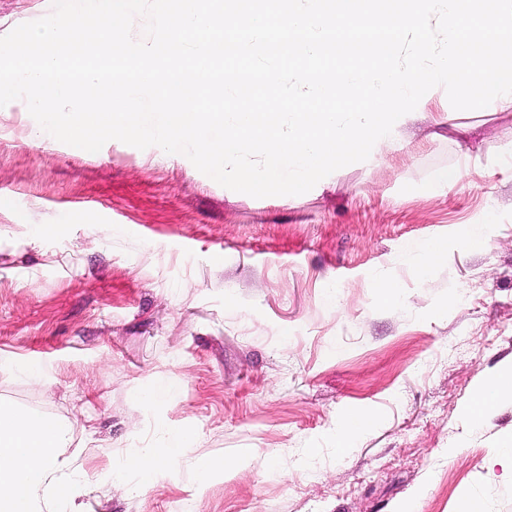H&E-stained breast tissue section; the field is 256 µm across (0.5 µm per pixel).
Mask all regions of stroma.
Segmentation results:
<instances>
[{
  "label": "stroma",
  "instance_id": "35a3bbf8",
  "mask_svg": "<svg viewBox=\"0 0 512 512\" xmlns=\"http://www.w3.org/2000/svg\"><path fill=\"white\" fill-rule=\"evenodd\" d=\"M50 11L0 0V36ZM420 110L310 191L254 198L0 107V401L71 424L86 512H512V400L466 415L512 365V111L442 89ZM174 429L178 469L129 468Z\"/></svg>",
  "mask_w": 512,
  "mask_h": 512
}]
</instances>
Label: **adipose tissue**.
<instances>
[{
  "mask_svg": "<svg viewBox=\"0 0 512 512\" xmlns=\"http://www.w3.org/2000/svg\"><path fill=\"white\" fill-rule=\"evenodd\" d=\"M512 399V369L490 379L467 408L479 422L502 399ZM72 430L64 421L0 402V512H84V472L65 456Z\"/></svg>",
  "mask_w": 512,
  "mask_h": 512,
  "instance_id": "1",
  "label": "adipose tissue"
}]
</instances>
